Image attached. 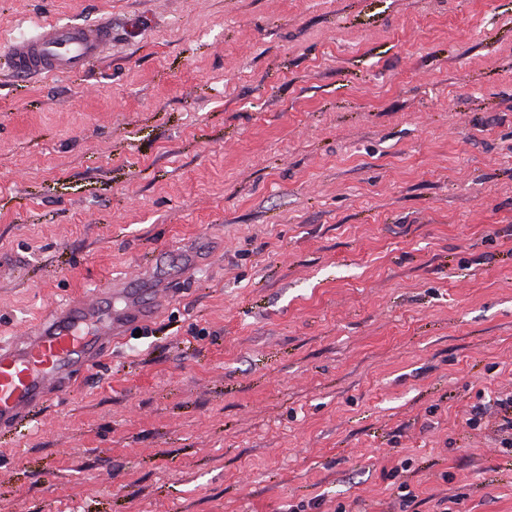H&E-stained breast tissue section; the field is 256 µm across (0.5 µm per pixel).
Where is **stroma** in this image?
Listing matches in <instances>:
<instances>
[{
  "label": "stroma",
  "mask_w": 512,
  "mask_h": 512,
  "mask_svg": "<svg viewBox=\"0 0 512 512\" xmlns=\"http://www.w3.org/2000/svg\"><path fill=\"white\" fill-rule=\"evenodd\" d=\"M110 280L0 512H512V0H0V338ZM110 41L112 28L107 24L88 28L58 21L14 42L10 51L19 74H71L97 59Z\"/></svg>",
  "instance_id": "obj_1"
}]
</instances>
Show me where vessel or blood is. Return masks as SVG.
<instances>
[{
	"mask_svg": "<svg viewBox=\"0 0 512 512\" xmlns=\"http://www.w3.org/2000/svg\"><path fill=\"white\" fill-rule=\"evenodd\" d=\"M112 28L52 22L10 51L20 74H71L97 59ZM120 301L119 309L105 305ZM154 308L121 288L105 287L97 301L72 302L51 311L43 323L0 345V426L10 427L29 411L71 387L99 364L101 353L129 330L150 321Z\"/></svg>",
	"mask_w": 512,
	"mask_h": 512,
	"instance_id": "vessel-or-blood-1",
	"label": "vessel or blood"
}]
</instances>
